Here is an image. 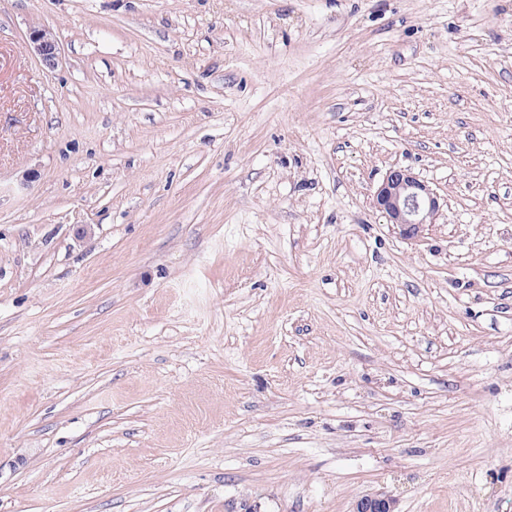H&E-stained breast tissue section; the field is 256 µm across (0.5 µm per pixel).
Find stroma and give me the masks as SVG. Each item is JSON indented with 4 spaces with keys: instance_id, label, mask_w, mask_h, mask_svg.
I'll return each instance as SVG.
<instances>
[{
    "instance_id": "obj_1",
    "label": "stroma",
    "mask_w": 512,
    "mask_h": 512,
    "mask_svg": "<svg viewBox=\"0 0 512 512\" xmlns=\"http://www.w3.org/2000/svg\"><path fill=\"white\" fill-rule=\"evenodd\" d=\"M377 495L512 512V0H0V512ZM24 43L45 68L53 70L58 66L61 58V49L58 41L50 30L45 28H32ZM374 205L406 237L417 234L423 224L433 223L440 209L436 193L409 169L401 168L386 174L375 192Z\"/></svg>"
}]
</instances>
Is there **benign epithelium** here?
<instances>
[{"instance_id":"benign-epithelium-1","label":"benign epithelium","mask_w":512,"mask_h":512,"mask_svg":"<svg viewBox=\"0 0 512 512\" xmlns=\"http://www.w3.org/2000/svg\"><path fill=\"white\" fill-rule=\"evenodd\" d=\"M25 46L45 68L53 70L58 66L61 49L50 30L30 29ZM374 205L406 237L417 234L423 225L433 223L440 209L436 193L410 170L401 168L386 174L375 192ZM355 512H394V502L386 497H363L357 502Z\"/></svg>"}]
</instances>
